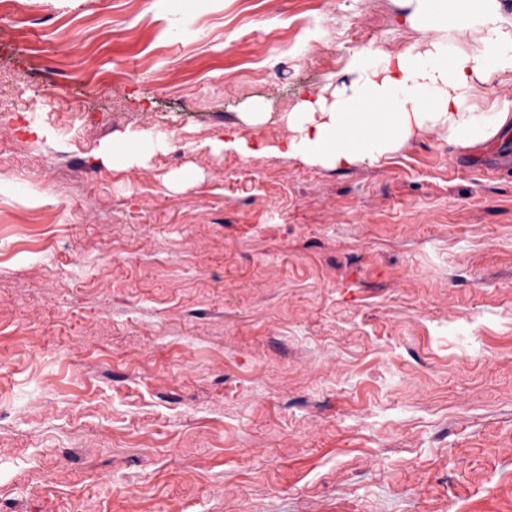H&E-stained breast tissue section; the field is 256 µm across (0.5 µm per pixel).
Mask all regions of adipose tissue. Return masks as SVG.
<instances>
[{"instance_id":"obj_1","label":"adipose tissue","mask_w":512,"mask_h":512,"mask_svg":"<svg viewBox=\"0 0 512 512\" xmlns=\"http://www.w3.org/2000/svg\"><path fill=\"white\" fill-rule=\"evenodd\" d=\"M405 7V22L426 34L421 43L382 53L376 66L355 56L347 81L305 89L276 141L231 131L220 148L343 170L377 161L425 132L446 135L462 152L499 141L512 130V107L488 100L482 88L492 75H512V20L500 0H479L467 14L460 0H405ZM441 24L453 26L456 50L434 36Z\"/></svg>"}]
</instances>
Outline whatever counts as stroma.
<instances>
[{
	"instance_id": "1",
	"label": "stroma",
	"mask_w": 512,
	"mask_h": 512,
	"mask_svg": "<svg viewBox=\"0 0 512 512\" xmlns=\"http://www.w3.org/2000/svg\"><path fill=\"white\" fill-rule=\"evenodd\" d=\"M404 12L0 0V512H512V140L213 148Z\"/></svg>"
}]
</instances>
